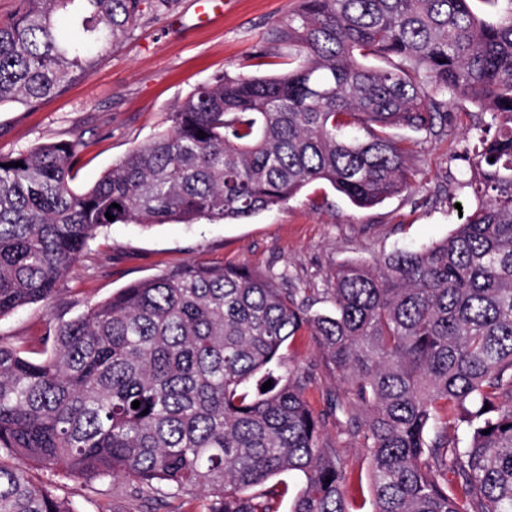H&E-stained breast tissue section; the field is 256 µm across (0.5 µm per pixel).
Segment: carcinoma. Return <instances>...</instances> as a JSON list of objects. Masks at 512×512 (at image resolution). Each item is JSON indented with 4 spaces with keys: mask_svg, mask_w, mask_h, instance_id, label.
<instances>
[{
    "mask_svg": "<svg viewBox=\"0 0 512 512\" xmlns=\"http://www.w3.org/2000/svg\"><path fill=\"white\" fill-rule=\"evenodd\" d=\"M169 2L17 0L0 19V107L61 95ZM267 42L297 65L199 86L84 190L78 141L0 154V318L55 295L114 223L243 221L322 181L379 204L413 177L393 130L445 136L458 99L480 112L462 180L475 207L431 246L336 268L327 314L270 272L195 263L38 346L0 339V452L48 477L0 459V512H76L49 488L60 473L279 512L283 492L255 488L291 472L289 512H351L311 378L283 353L305 331L365 411L352 434L371 512H512V0H303Z\"/></svg>",
    "mask_w": 512,
    "mask_h": 512,
    "instance_id": "1",
    "label": "carcinoma"
}]
</instances>
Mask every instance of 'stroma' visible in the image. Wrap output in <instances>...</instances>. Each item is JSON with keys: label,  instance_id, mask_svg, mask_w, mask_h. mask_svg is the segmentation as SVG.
Wrapping results in <instances>:
<instances>
[{"label": "stroma", "instance_id": "35a3bbf8", "mask_svg": "<svg viewBox=\"0 0 512 512\" xmlns=\"http://www.w3.org/2000/svg\"><path fill=\"white\" fill-rule=\"evenodd\" d=\"M224 18L210 24L199 0H172L161 15L145 16L133 35L108 49L97 66L67 92L37 107L0 108V153L42 143L80 140L81 161L74 184L87 188L132 147L169 125V114L198 85L212 78L267 77L284 73L289 59L262 37L287 19L300 0H221ZM266 48L274 62L260 64ZM476 112H454L451 133L433 137L399 130L413 141L411 188L368 208H358L330 185L313 183L280 208L232 223L115 224L101 233L78 260L53 298L0 319V337L15 345L44 336L49 327L85 313L129 283L189 263L248 265L287 275L297 301L314 311L331 308L328 292L336 267L353 260L375 261L396 250L440 241L460 224V208L473 206L460 185L469 128ZM292 365L312 368L305 397L325 420L326 439L348 464L346 491L356 512H369L368 465L347 432L349 414L335 408L345 385L321 359L313 336L290 339ZM58 497L77 512H196L195 495L150 500L126 479H53Z\"/></svg>", "mask_w": 512, "mask_h": 512}]
</instances>
